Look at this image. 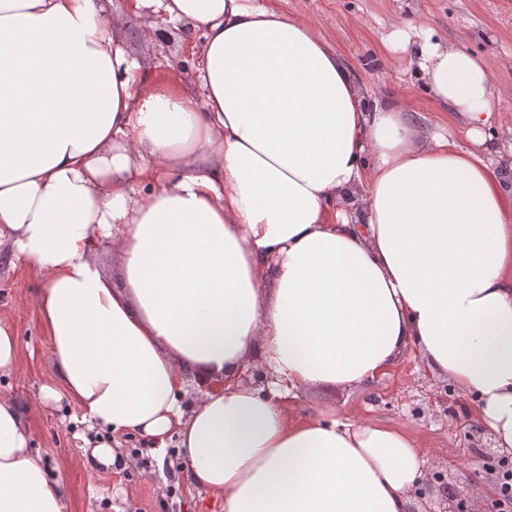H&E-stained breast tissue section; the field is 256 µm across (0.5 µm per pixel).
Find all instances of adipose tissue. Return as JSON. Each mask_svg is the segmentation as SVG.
I'll return each instance as SVG.
<instances>
[{
    "label": "adipose tissue",
    "instance_id": "adipose-tissue-1",
    "mask_svg": "<svg viewBox=\"0 0 512 512\" xmlns=\"http://www.w3.org/2000/svg\"><path fill=\"white\" fill-rule=\"evenodd\" d=\"M112 0H0V244L46 277L41 319L89 429L177 439L224 512H408L421 450L335 407L415 347L512 449V194L488 154L493 77L469 51L411 59L469 147L368 103L346 62L272 0H125L195 41V90L156 82ZM355 215L342 207L350 195ZM111 240L121 287L99 263ZM273 373L238 384L244 363ZM204 394L185 409L187 380ZM0 396V512H69Z\"/></svg>",
    "mask_w": 512,
    "mask_h": 512
}]
</instances>
